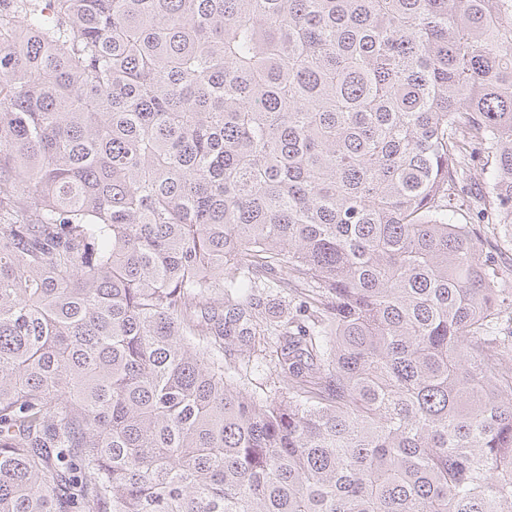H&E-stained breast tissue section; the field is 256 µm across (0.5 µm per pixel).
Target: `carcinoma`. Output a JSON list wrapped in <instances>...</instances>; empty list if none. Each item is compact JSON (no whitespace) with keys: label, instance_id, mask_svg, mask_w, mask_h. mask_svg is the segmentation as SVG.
Masks as SVG:
<instances>
[{"label":"carcinoma","instance_id":"1","mask_svg":"<svg viewBox=\"0 0 512 512\" xmlns=\"http://www.w3.org/2000/svg\"><path fill=\"white\" fill-rule=\"evenodd\" d=\"M476 175L512 0H0V512H508ZM270 355L271 353L267 351V355L263 359L260 356L258 367L257 364L254 365V362H250L247 371L245 366L241 371V383H244L250 392L260 396L273 395L275 391H287L285 389L287 385L278 376L273 356Z\"/></svg>","mask_w":512,"mask_h":512}]
</instances>
